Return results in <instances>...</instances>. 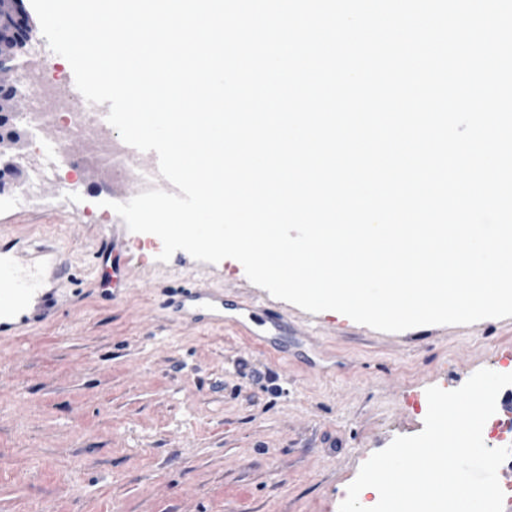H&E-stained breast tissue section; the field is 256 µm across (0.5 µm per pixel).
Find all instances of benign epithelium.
<instances>
[{"label":"benign epithelium","instance_id":"benign-epithelium-1","mask_svg":"<svg viewBox=\"0 0 512 512\" xmlns=\"http://www.w3.org/2000/svg\"><path fill=\"white\" fill-rule=\"evenodd\" d=\"M32 25L28 14L21 8V0H0V118L15 119V105L25 97L18 76L19 51L31 39ZM19 140V132L13 130L0 136V185L5 178L16 173L11 146Z\"/></svg>","mask_w":512,"mask_h":512}]
</instances>
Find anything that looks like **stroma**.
Here are the masks:
<instances>
[{
  "mask_svg": "<svg viewBox=\"0 0 512 512\" xmlns=\"http://www.w3.org/2000/svg\"><path fill=\"white\" fill-rule=\"evenodd\" d=\"M30 49L58 92L81 100L41 31ZM20 134L8 193L41 166L43 145L66 141L75 161L85 152L60 123ZM60 173L25 207L0 210V254L35 260L56 299L37 327L0 337V512H338L371 454L423 430L426 388L512 371V317L381 332L279 300L233 259L180 250L160 262L152 234H132L113 287L100 257L122 224L106 206L112 186L87 191L88 168L71 194L69 166ZM185 286L223 295V323L189 317Z\"/></svg>",
  "mask_w": 512,
  "mask_h": 512,
  "instance_id": "obj_1",
  "label": "stroma"
}]
</instances>
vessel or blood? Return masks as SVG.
<instances>
[{"mask_svg":"<svg viewBox=\"0 0 512 512\" xmlns=\"http://www.w3.org/2000/svg\"><path fill=\"white\" fill-rule=\"evenodd\" d=\"M121 158L128 163L148 159L146 174L156 178L165 191L173 186L161 179L156 152L143 153L131 146H123ZM54 298L40 294L37 278L22 268L15 258H0V335L15 336L30 323L47 318ZM181 308L196 319L220 321L224 318V300L204 288H185L181 291Z\"/></svg>","mask_w":512,"mask_h":512,"instance_id":"obj_1","label":"vessel or blood"}]
</instances>
